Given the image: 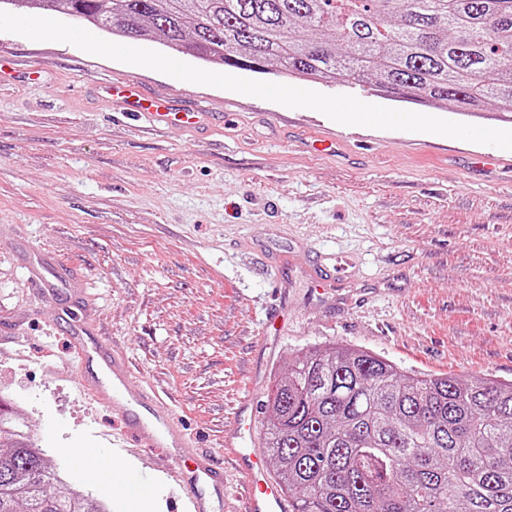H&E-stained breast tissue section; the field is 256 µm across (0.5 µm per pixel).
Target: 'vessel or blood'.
I'll return each instance as SVG.
<instances>
[{
  "instance_id": "obj_1",
  "label": "vessel or blood",
  "mask_w": 512,
  "mask_h": 512,
  "mask_svg": "<svg viewBox=\"0 0 512 512\" xmlns=\"http://www.w3.org/2000/svg\"><path fill=\"white\" fill-rule=\"evenodd\" d=\"M105 93L112 100L121 101L126 111L148 118L160 127H195L210 118L209 113L178 107L166 98L151 97L131 84L110 85ZM277 296V309L267 315L257 344L263 353L272 347V331L278 317L288 312L285 291H278ZM75 333L80 337L79 363H94L99 367L98 375L83 377V385L98 400L111 402L113 412L123 421L118 447L137 441L142 432H151L153 447L172 451L167 458L166 474L182 493L187 512H211L214 504L223 502L226 495L223 468L213 463L209 453L198 451L196 443L175 426L170 406L158 393L144 389L136 398H126L124 390L131 370L114 349L97 340V328L79 324ZM253 416V400L251 396H244L237 407V422L233 428L225 430L220 444L221 454L232 461L238 476L236 512H292L281 486L268 477L261 457L247 445ZM120 476L136 501H143L156 490L155 484L135 467H126Z\"/></svg>"
}]
</instances>
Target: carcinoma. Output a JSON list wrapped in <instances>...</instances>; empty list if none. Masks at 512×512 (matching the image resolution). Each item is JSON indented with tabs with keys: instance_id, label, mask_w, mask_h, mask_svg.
I'll return each instance as SVG.
<instances>
[{
	"instance_id": "cac0c4a2",
	"label": "carcinoma",
	"mask_w": 512,
	"mask_h": 512,
	"mask_svg": "<svg viewBox=\"0 0 512 512\" xmlns=\"http://www.w3.org/2000/svg\"><path fill=\"white\" fill-rule=\"evenodd\" d=\"M214 64L512 112V0H0ZM295 512H512V383L404 373L347 345L295 356L261 403ZM0 512H110L0 408Z\"/></svg>"
}]
</instances>
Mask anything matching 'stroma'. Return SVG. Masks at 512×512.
Here are the masks:
<instances>
[{"mask_svg": "<svg viewBox=\"0 0 512 512\" xmlns=\"http://www.w3.org/2000/svg\"><path fill=\"white\" fill-rule=\"evenodd\" d=\"M26 83L0 82V405L64 482L129 512L77 465L111 454L120 424L84 389L70 322L128 357L132 389L162 388L207 449L244 395L263 399L302 351L346 344L416 374L512 382V168L478 144L336 123L307 108L182 81L63 42L0 32ZM213 113L192 130L130 124L112 82ZM363 102L483 127L493 110L428 107L360 83ZM42 255L81 291L41 287ZM342 257V272L333 257ZM337 282L311 291L313 275ZM288 320L253 351L278 277ZM150 435L122 449L157 484L141 512H175Z\"/></svg>", "mask_w": 512, "mask_h": 512, "instance_id": "1", "label": "stroma"}]
</instances>
